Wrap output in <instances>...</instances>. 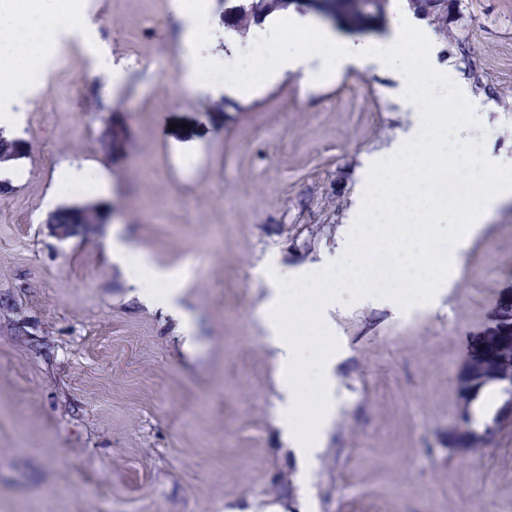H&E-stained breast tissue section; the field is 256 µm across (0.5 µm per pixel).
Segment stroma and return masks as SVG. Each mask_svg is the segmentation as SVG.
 <instances>
[{
  "mask_svg": "<svg viewBox=\"0 0 512 512\" xmlns=\"http://www.w3.org/2000/svg\"><path fill=\"white\" fill-rule=\"evenodd\" d=\"M18 125L0 192V512H512V203L465 248L446 294L412 309L345 295L332 314L336 414L312 464L281 436L263 271L281 281L327 255L366 157L410 122L392 73L371 66L302 86L291 74L242 99L180 94L187 17L170 0H89ZM294 12L370 44L305 0H210L206 50ZM436 60L463 81L467 122L448 147L512 176V0H450ZM120 66L113 86L102 60ZM92 175L84 195L64 170ZM103 210L85 236L48 225ZM190 268L178 319L133 295L112 236Z\"/></svg>",
  "mask_w": 512,
  "mask_h": 512,
  "instance_id": "1",
  "label": "stroma"
}]
</instances>
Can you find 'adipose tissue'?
Here are the masks:
<instances>
[{
  "label": "adipose tissue",
  "mask_w": 512,
  "mask_h": 512,
  "mask_svg": "<svg viewBox=\"0 0 512 512\" xmlns=\"http://www.w3.org/2000/svg\"><path fill=\"white\" fill-rule=\"evenodd\" d=\"M71 0H0V84H15L27 69H46L49 28L53 21L71 16ZM290 31L314 33L322 66L311 70L306 51L277 55L274 62L254 57L258 78L231 77L224 88L239 97L255 94L265 84L286 73H297L303 83L340 78L347 71L373 64L395 69L403 88L402 107L415 113L411 131L395 142L388 153L365 163L366 176L357 198L351 223L345 227L342 245L355 257L353 264H324L314 275L282 286L270 278L263 321L265 341L275 357V384L280 395L278 412L295 454L312 459L324 444L326 430L336 412L337 349L328 311L342 291L367 298L412 305L401 296L406 282L420 284L421 293L435 300L460 262V251L478 232L480 224L502 204L512 201V180L496 182L472 202L466 224L459 229L456 248L436 255L429 248L432 225L443 207L433 184L448 172L460 171L459 159L442 148L447 135L448 101L415 90L425 78L427 62L408 63L403 54L404 27H397L384 42L364 46L340 39L330 29L309 19L294 17ZM113 262L129 272V283L138 298L151 300L179 318L184 333H191L188 314L182 307L183 278L157 266L140 246L118 238L109 243ZM389 279L378 287V279ZM161 283L159 294L145 286ZM314 352L311 367L299 361L300 345Z\"/></svg>",
  "instance_id": "adipose-tissue-1"
}]
</instances>
